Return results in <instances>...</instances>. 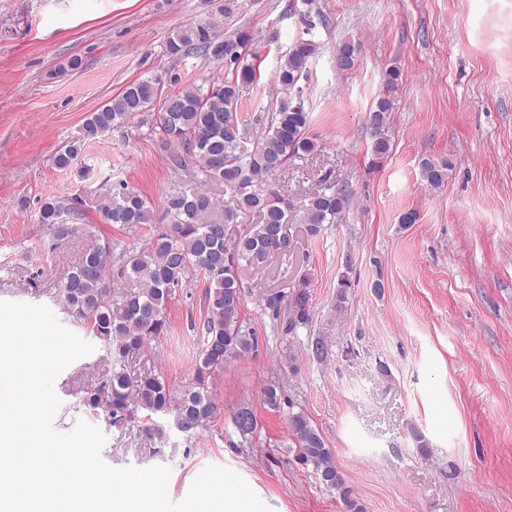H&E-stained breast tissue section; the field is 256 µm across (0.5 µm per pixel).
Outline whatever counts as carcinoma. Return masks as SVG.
<instances>
[{
    "instance_id": "obj_1",
    "label": "carcinoma",
    "mask_w": 512,
    "mask_h": 512,
    "mask_svg": "<svg viewBox=\"0 0 512 512\" xmlns=\"http://www.w3.org/2000/svg\"><path fill=\"white\" fill-rule=\"evenodd\" d=\"M213 28L210 22L187 27L167 42V52L179 56L192 47L224 65V73L211 77L205 88L191 86L160 103L155 82L129 83L87 115L80 136L56 151L54 164L72 168L87 142L130 124L157 105L152 131L164 146L172 148V169L190 173L200 182L224 186L231 200L222 206L210 193L181 183L165 194L159 213L127 183H113L112 205L102 211L101 223L128 228L164 225L138 250L86 223L78 196H47L39 207V223L48 226L54 242L61 244L78 234L90 241L63 287V305L74 322L110 351L112 375L85 392L83 405L94 412L100 409L115 421L130 419L139 410L151 414L173 410L177 427L184 433L203 430L214 422L218 407L212 389L217 376L225 365L257 345L256 332L237 320L245 297L240 269L262 268L272 258L288 254L293 225L302 224L308 235L317 236L324 225L339 223L350 205L346 190L331 186L309 195L296 211L288 198L264 187L268 176L317 148L307 133L310 114L304 99L296 95L297 83L318 51V43L311 38L314 25H308L306 35L280 58L277 84L282 98L277 107L253 121L238 111L243 94L260 78L256 67L245 62L251 35L236 31L218 41ZM359 51V40H341L336 44V67L353 68ZM400 79L397 67L386 70L382 90L366 119L372 154L378 159L390 150L387 124ZM421 178L434 189L441 187L448 178V163L423 161ZM245 212L259 214V222L244 236L228 238L226 227ZM200 277L207 283V316L190 384L178 393L155 373L131 378L126 362L163 332L167 303L174 291ZM310 282L305 272L291 292L270 291L261 300L264 310L282 320L286 335L312 322ZM232 423L243 439L252 437L258 427L253 406L240 404ZM288 430L296 462L312 467L319 481L337 492L341 512H367L320 430L304 410H294L291 403Z\"/></svg>"
}]
</instances>
